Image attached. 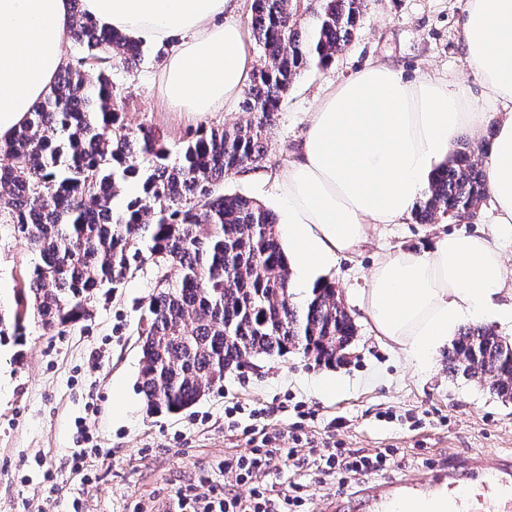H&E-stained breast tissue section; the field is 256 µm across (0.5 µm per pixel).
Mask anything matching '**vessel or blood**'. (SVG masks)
Instances as JSON below:
<instances>
[{"mask_svg": "<svg viewBox=\"0 0 512 512\" xmlns=\"http://www.w3.org/2000/svg\"><path fill=\"white\" fill-rule=\"evenodd\" d=\"M363 512H512V474L485 466L469 483L437 476L424 488L407 478L367 502Z\"/></svg>", "mask_w": 512, "mask_h": 512, "instance_id": "vessel-or-blood-1", "label": "vessel or blood"}]
</instances>
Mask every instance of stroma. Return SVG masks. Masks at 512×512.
<instances>
[{
	"label": "stroma",
	"instance_id": "35a3bbf8",
	"mask_svg": "<svg viewBox=\"0 0 512 512\" xmlns=\"http://www.w3.org/2000/svg\"><path fill=\"white\" fill-rule=\"evenodd\" d=\"M465 5L466 0H368L360 30L345 51L327 68L305 71L290 87L268 131L265 161L226 177L224 193L278 210L266 173L287 164L326 88L368 62L392 64L408 79L420 72L461 79L479 92V76L460 41ZM143 51L136 68L112 70L130 129L151 128L174 148L201 128L243 117L239 100L204 119L170 106L155 80V49L147 45ZM492 221L487 199L464 223L439 216L430 224L409 218L372 225L360 248L326 277L357 325L350 359L325 367L298 353L258 357L252 369L227 375L223 386L176 414L148 412L138 388V322L153 292L151 268L98 297L88 316L51 331L34 328L20 344L1 340L0 512H180L184 500L200 508L231 497L244 510L250 484L236 482L229 466L254 448H273L277 455L272 467L254 473L251 484L278 499L296 482L301 512H331L373 485L410 475L451 473L463 482L479 465L512 466V401L499 398L487 382L449 372L447 349H439L432 369L410 367L375 338L353 303L379 254L420 248L438 234L471 232ZM37 260L0 216V310L12 309L20 272ZM336 378L343 379L344 392H325V383ZM236 403L266 409L262 432L225 433L224 409ZM385 410L396 414L395 422L377 420ZM335 418L342 425L329 430ZM294 446L312 459L334 446L369 453L393 448L397 454L389 470L342 487L336 476L316 469L292 472L286 451ZM77 449L83 460L76 466L71 455Z\"/></svg>",
	"mask_w": 512,
	"mask_h": 512
}]
</instances>
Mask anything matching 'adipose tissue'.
Segmentation results:
<instances>
[{
    "instance_id": "1",
    "label": "adipose tissue",
    "mask_w": 512,
    "mask_h": 512,
    "mask_svg": "<svg viewBox=\"0 0 512 512\" xmlns=\"http://www.w3.org/2000/svg\"><path fill=\"white\" fill-rule=\"evenodd\" d=\"M233 0H84L103 28L147 45L171 44L159 68L165 98L204 117L235 99L252 70ZM69 0H0V143L46 96L65 64ZM461 39L481 93L500 108L487 149L490 230L454 232L425 248L377 257L356 297L374 336L417 368L429 367L468 320L512 322V0H467ZM468 88L421 73L407 79L372 61L328 88L310 112L288 165L274 175L281 245L294 288L315 287L355 252L371 225L400 224L461 133L483 138Z\"/></svg>"
}]
</instances>
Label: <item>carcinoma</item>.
Returning <instances> with one entry per match:
<instances>
[{"label":"carcinoma","instance_id":"1","mask_svg":"<svg viewBox=\"0 0 512 512\" xmlns=\"http://www.w3.org/2000/svg\"><path fill=\"white\" fill-rule=\"evenodd\" d=\"M367 0H252L250 25L262 51L243 101L244 120L203 128L178 151L154 131L122 118L113 61L141 60L142 44L104 30L72 9L71 39L81 48L29 121L0 144V214L39 254L20 276L15 306L0 313V337L21 342L36 325L50 330L87 314L100 292L121 287L151 263L156 291L142 317L139 388L147 409L179 412L224 382L246 357L297 351L336 364V345L357 335L352 315L324 283L293 301L274 214L220 190L224 177L266 157L294 81L326 67L350 44ZM141 194L118 207L122 184ZM488 194L486 170L467 144L419 200L414 218L475 217ZM451 368L481 373L512 401V342L490 326L461 330L448 348Z\"/></svg>","mask_w":512,"mask_h":512}]
</instances>
